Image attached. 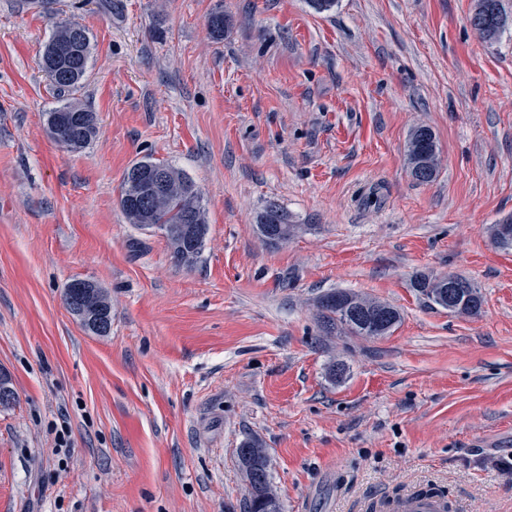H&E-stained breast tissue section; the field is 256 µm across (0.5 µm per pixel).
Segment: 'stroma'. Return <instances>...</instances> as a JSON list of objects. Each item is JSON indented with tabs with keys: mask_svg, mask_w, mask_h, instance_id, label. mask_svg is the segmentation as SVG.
Segmentation results:
<instances>
[{
	"mask_svg": "<svg viewBox=\"0 0 512 512\" xmlns=\"http://www.w3.org/2000/svg\"><path fill=\"white\" fill-rule=\"evenodd\" d=\"M503 4L490 41L475 0H0V370L17 397L0 512H244L246 439L283 512H373L427 486L453 512H512V250L490 235L512 216ZM70 21L92 44L73 97L99 117L75 153L47 132L60 94L40 66ZM419 125L439 160L422 184ZM147 156L201 192L193 267L121 211ZM270 202L296 237L258 235ZM448 273L479 287L477 314L413 286ZM76 279L107 291L108 335L67 309ZM336 288L401 322L326 334L317 302ZM407 155L412 178L420 183L430 182L437 171L438 151L435 134L429 127L419 126L411 131ZM422 170L428 171V178L420 177L419 173Z\"/></svg>",
	"mask_w": 512,
	"mask_h": 512,
	"instance_id": "35a3bbf8",
	"label": "stroma"
}]
</instances>
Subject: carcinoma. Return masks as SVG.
<instances>
[{"instance_id": "1", "label": "carcinoma", "mask_w": 512, "mask_h": 512, "mask_svg": "<svg viewBox=\"0 0 512 512\" xmlns=\"http://www.w3.org/2000/svg\"><path fill=\"white\" fill-rule=\"evenodd\" d=\"M91 58V39L88 30L77 22L65 23L53 30L42 55L41 65L55 86L61 90H77L88 69ZM47 130L54 142L72 152L85 148L95 137L98 127L96 113L77 102L67 101L46 113ZM407 155L410 173L422 183L434 178L438 165L435 134L427 126L414 128L408 139ZM162 172L166 186L149 202L140 197L142 185ZM120 207L128 221L139 228L156 224L164 236L189 229L191 235L183 236L182 246L169 244L175 263L187 268L194 266L200 257L208 224L201 204L196 183L181 169L151 158L132 164L125 172L120 195ZM259 235L270 243L287 241L296 236L300 225L294 223L288 211L270 203L255 216ZM496 247L512 249V220L508 219L491 227ZM462 287L460 298L448 301L446 277L421 275L414 287L428 302L441 307L454 306V312L476 314L480 311L483 297L473 283L465 277L454 276ZM319 318L324 331H335L351 336L374 338L390 334L401 321L395 307L360 296L354 292L334 290L325 293L318 301ZM240 447L251 449L250 460L258 474L257 484L262 493L249 494L247 512H282V504L269 479V459L262 444L255 439L241 442Z\"/></svg>"}]
</instances>
